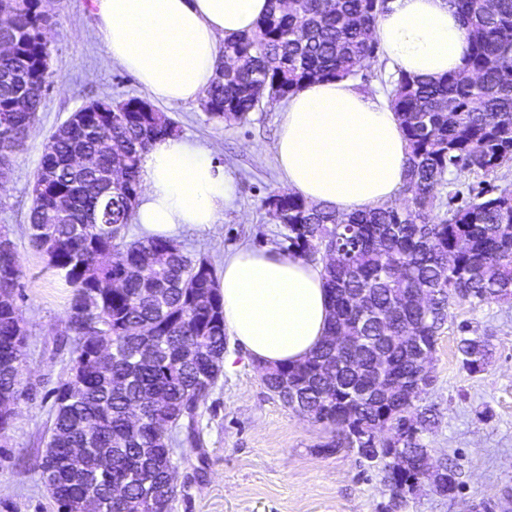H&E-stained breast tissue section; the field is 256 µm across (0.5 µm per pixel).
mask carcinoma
I'll return each mask as SVG.
<instances>
[{"label": "carcinoma", "instance_id": "obj_1", "mask_svg": "<svg viewBox=\"0 0 512 512\" xmlns=\"http://www.w3.org/2000/svg\"><path fill=\"white\" fill-rule=\"evenodd\" d=\"M451 0L466 30V67L436 80L390 76L387 95L408 145V203L339 215L288 190L262 200L287 230L283 254L322 261L331 300L328 331L298 364L263 368L269 392L296 413L334 429L329 452L348 448L373 462L390 490L429 456L423 430L405 426L431 381L418 357L434 355L455 300L512 297V189L486 180L512 162V0ZM386 0H271L250 34L224 43L216 80L203 99L208 119L248 121L262 104L285 100L303 84L353 78L376 58L372 31ZM48 16L41 0H0V166L24 148L52 78ZM25 107L11 109L19 91ZM101 112H74L48 137L32 184L27 237L73 289L67 334L75 357L56 388L43 437L40 479L58 512L106 506L125 483V503L102 512H164L175 487L171 450L197 443L198 409L223 368L224 301L217 270L189 257L173 238L126 240L141 189L143 155L177 134L175 121L143 97L93 101ZM109 135L111 150L99 140ZM74 152L86 168L71 165ZM22 269L12 234L0 228V435L23 396L20 366L27 330L16 297ZM461 363L483 371L493 348L460 326ZM112 341L103 368L94 357ZM140 407L133 421L130 408ZM73 448H88L84 465ZM401 454L404 473L388 471ZM456 470L443 465L437 493L456 496Z\"/></svg>", "mask_w": 512, "mask_h": 512}]
</instances>
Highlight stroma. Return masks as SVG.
<instances>
[{
  "label": "stroma",
  "mask_w": 512,
  "mask_h": 512,
  "mask_svg": "<svg viewBox=\"0 0 512 512\" xmlns=\"http://www.w3.org/2000/svg\"><path fill=\"white\" fill-rule=\"evenodd\" d=\"M42 8L50 17L53 76L0 192V226L10 230L23 270L17 305L27 329L26 394L0 438V512H57L40 481L41 437L75 349L66 334L72 291L26 235L34 173L49 134L72 112L103 97L144 93L102 47L89 21L90 0H43ZM278 109L262 106L248 123L228 126L208 120L197 102L168 107L179 135L211 148L238 189L219 224L178 235L187 255L206 254L220 270L236 248L285 246L284 226L270 221L262 206L269 192L283 187L274 151ZM463 323L493 346L483 372L461 365L456 345ZM232 353L233 368L222 371L198 411L200 446H183L173 456L174 512H380L389 500L381 473L348 449L324 451L331 428L284 405L265 388L255 362L240 348ZM430 374L424 402L437 417L424 441L432 463L453 465L461 486L452 499L423 486L407 494L402 512H512V299L453 302Z\"/></svg>",
  "instance_id": "35a3bbf8"
}]
</instances>
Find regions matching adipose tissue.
I'll use <instances>...</instances> for the list:
<instances>
[{"mask_svg": "<svg viewBox=\"0 0 512 512\" xmlns=\"http://www.w3.org/2000/svg\"><path fill=\"white\" fill-rule=\"evenodd\" d=\"M91 20L113 60L154 97L181 105L204 97L225 41L254 30L270 0H93ZM393 69L437 79L465 65V30L449 0H390L372 32ZM276 162L289 191L349 214L392 202L405 183L407 143L387 97L344 80L316 81L280 109ZM134 221L146 235L217 224L236 184L210 149L156 142L141 171ZM224 328L263 364L304 361L331 314L320 266L272 248L224 259Z\"/></svg>", "mask_w": 512, "mask_h": 512, "instance_id": "1", "label": "adipose tissue"}]
</instances>
